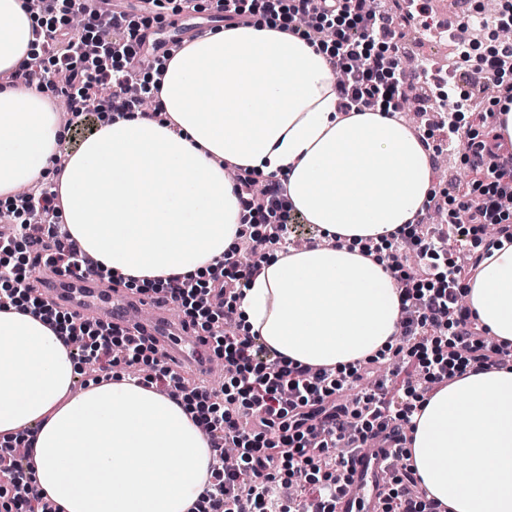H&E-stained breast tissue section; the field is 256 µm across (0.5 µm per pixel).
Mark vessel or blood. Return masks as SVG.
<instances>
[{
  "label": "vessel or blood",
  "mask_w": 512,
  "mask_h": 512,
  "mask_svg": "<svg viewBox=\"0 0 512 512\" xmlns=\"http://www.w3.org/2000/svg\"><path fill=\"white\" fill-rule=\"evenodd\" d=\"M50 302L78 311L94 313L115 322L134 320L135 312L149 309V318L138 321L144 335L165 347L171 365L207 366L196 339L188 337L180 325L170 320L165 302L142 300L107 288L98 277H56L47 292ZM351 476L336 496L335 512H378L385 483L391 472L395 451L386 442L360 448L351 454Z\"/></svg>",
  "instance_id": "b4317fda"
}]
</instances>
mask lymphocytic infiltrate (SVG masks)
I'll list each match as a JSON object with an SVG mask.
<instances>
[{
    "mask_svg": "<svg viewBox=\"0 0 512 512\" xmlns=\"http://www.w3.org/2000/svg\"><path fill=\"white\" fill-rule=\"evenodd\" d=\"M77 0H41L40 14L51 21L44 45L51 70L22 68L10 81L42 85L56 78L67 95L71 117L89 112H134L138 106L126 87L135 82L138 64L150 50L144 44L143 24L149 23L160 0H146L140 10L119 9L84 16L82 32H73L69 18ZM370 0H215V12L225 24H246L255 14L281 20L288 31H300L312 43L331 47L329 64L339 73L336 94L340 111L379 106L400 112L412 89L426 85L428 75L418 71L408 78L394 41L395 18L374 10ZM92 50L98 63L85 65L80 57ZM120 54L124 70L105 66V59ZM477 69L498 94L512 96V41L498 40L480 58ZM434 108L424 124L422 142L431 157L463 149L473 176L471 191H448L446 197L430 196L427 208L443 211V221L426 225L423 215L403 225L385 249L388 267L400 289L407 317L391 355L369 359L340 375L324 367L286 365L258 337H240L223 327L235 318V302L245 280L256 276L270 246L281 244L283 233L294 222L293 207L284 184L265 183L263 194H254L253 178L240 171L236 183L240 201L251 215L278 217L280 224L264 234L242 240L253 257L250 266L236 256L224 260V280L208 285L194 280H172L158 296L184 309L183 323L201 342L211 346L217 359L233 366L223 391L190 381L169 363L156 361L153 343L134 337L121 325L98 336L88 356L99 362V380L133 364L149 366L148 384L174 396L188 395L210 403L206 433L212 447L222 450L233 443L239 463L211 467L212 480L191 512H335V498L350 470L351 450L385 430L407 433L420 402L439 385L466 370L488 371L501 366L505 345L488 341V332L464 302L468 283L484 258L474 252L467 266L456 261L440 265L448 239L473 236L482 244L486 225L498 235L512 237V210L503 206L512 196V157L476 142L463 143L460 134L462 104L456 87L437 93ZM33 217L47 225L44 239H37L30 225L14 227L16 236L40 248L29 263L7 267L30 299L44 301L45 293L33 276L40 267L81 277L86 268L76 250L67 246L68 235L60 224L57 194L51 185L31 188L25 200ZM356 391L352 403L345 392ZM24 460L0 454V477L10 486L17 512H62L48 501L33 482L24 481ZM306 480L305 502L279 499L284 486ZM409 459L393 465L381 512H447L437 500L417 488Z\"/></svg>",
    "mask_w": 512,
    "mask_h": 512,
    "instance_id": "f902f5d3",
    "label": "lymphocytic infiltrate"
}]
</instances>
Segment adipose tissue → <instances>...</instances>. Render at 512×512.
Returning a JSON list of instances; mask_svg holds the SVG:
<instances>
[{
    "label": "adipose tissue",
    "mask_w": 512,
    "mask_h": 512,
    "mask_svg": "<svg viewBox=\"0 0 512 512\" xmlns=\"http://www.w3.org/2000/svg\"><path fill=\"white\" fill-rule=\"evenodd\" d=\"M25 0H0V73L41 54ZM160 71L161 114H107L68 155L56 191L70 237L124 281L209 276L248 223L223 165L275 178L320 234L275 253L237 302L239 333L282 359L349 367L394 348L397 282L363 246L413 220L432 164L401 118L342 114L326 47L260 21L189 42ZM63 127L48 90L0 87V201L55 166ZM465 299L512 345V240L499 238ZM58 326L0 310V439L33 432V480L63 512H188L213 452L195 412L128 372L71 386ZM420 488L449 512H512V364L444 384L412 417Z\"/></svg>",
    "instance_id": "obj_1"
}]
</instances>
